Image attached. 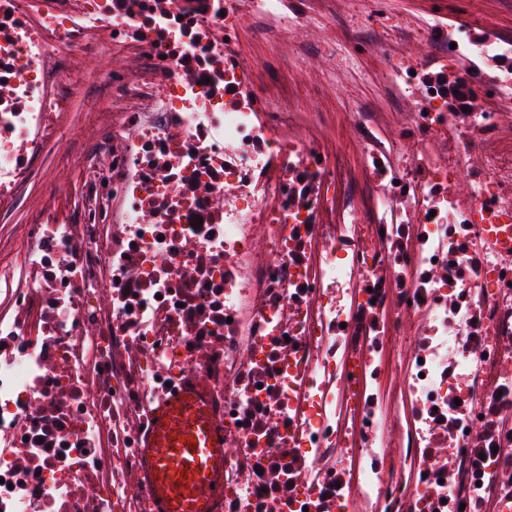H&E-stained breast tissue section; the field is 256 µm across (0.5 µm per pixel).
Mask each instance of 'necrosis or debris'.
I'll use <instances>...</instances> for the list:
<instances>
[{
	"label": "necrosis or debris",
	"mask_w": 512,
	"mask_h": 512,
	"mask_svg": "<svg viewBox=\"0 0 512 512\" xmlns=\"http://www.w3.org/2000/svg\"><path fill=\"white\" fill-rule=\"evenodd\" d=\"M248 24L382 57L357 159ZM99 52L125 105L89 118L84 204L0 285V512H153L142 436L190 388L231 448L210 512H512V37L383 0H0L1 221Z\"/></svg>",
	"instance_id": "obj_1"
}]
</instances>
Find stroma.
Segmentation results:
<instances>
[{
	"mask_svg": "<svg viewBox=\"0 0 512 512\" xmlns=\"http://www.w3.org/2000/svg\"><path fill=\"white\" fill-rule=\"evenodd\" d=\"M385 8L389 13L403 17H417L436 9L461 17L474 12L486 24L512 31V0H502L498 5L493 0H385ZM240 49L246 60L265 66L291 82L302 111L327 115L329 134L340 147L347 143L348 103L374 97L378 91L376 75L382 61L374 55L347 50L316 75L312 72V57L300 56L282 63L255 38L251 29L242 30ZM79 67L84 78L73 95L69 126L58 149L49 156L44 170L30 185L24 202L11 221L0 223V274L19 270V259L8 244L20 225L29 223L34 214L45 208L49 209L51 218L66 220L79 204L84 118L96 112L112 111L119 105L106 89L112 67L108 54L81 60Z\"/></svg>",
	"mask_w": 512,
	"mask_h": 512,
	"instance_id": "obj_1",
	"label": "stroma"
}]
</instances>
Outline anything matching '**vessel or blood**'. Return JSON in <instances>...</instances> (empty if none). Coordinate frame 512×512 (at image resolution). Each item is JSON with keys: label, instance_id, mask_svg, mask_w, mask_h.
Returning a JSON list of instances; mask_svg holds the SVG:
<instances>
[{"label": "vessel or blood", "instance_id": "obj_1", "mask_svg": "<svg viewBox=\"0 0 512 512\" xmlns=\"http://www.w3.org/2000/svg\"><path fill=\"white\" fill-rule=\"evenodd\" d=\"M205 403L193 394L170 401L146 436L150 498L164 512H209L224 494L229 448L214 435Z\"/></svg>", "mask_w": 512, "mask_h": 512}]
</instances>
